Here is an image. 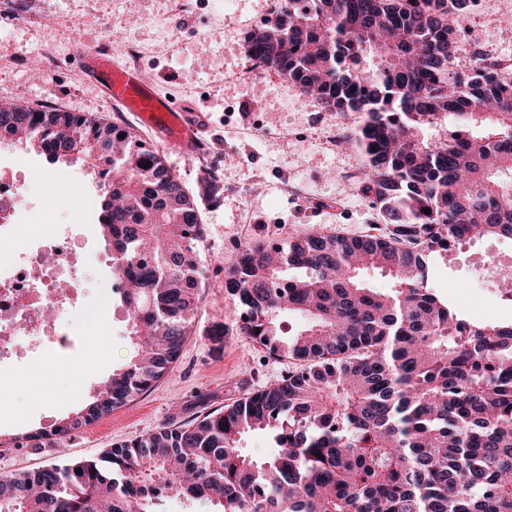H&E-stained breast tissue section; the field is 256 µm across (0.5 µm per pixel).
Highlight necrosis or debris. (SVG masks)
<instances>
[{
  "mask_svg": "<svg viewBox=\"0 0 512 512\" xmlns=\"http://www.w3.org/2000/svg\"><path fill=\"white\" fill-rule=\"evenodd\" d=\"M29 171L20 155L0 167V248H14L13 263L0 267V376L65 349L79 318L77 241L62 225L24 223L33 207L22 202L19 189ZM64 279L70 286L63 291L58 284Z\"/></svg>",
  "mask_w": 512,
  "mask_h": 512,
  "instance_id": "obj_1",
  "label": "necrosis or debris"
}]
</instances>
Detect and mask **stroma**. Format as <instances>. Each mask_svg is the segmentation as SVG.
Here are the masks:
<instances>
[{
	"instance_id": "1",
	"label": "stroma",
	"mask_w": 512,
	"mask_h": 512,
	"mask_svg": "<svg viewBox=\"0 0 512 512\" xmlns=\"http://www.w3.org/2000/svg\"><path fill=\"white\" fill-rule=\"evenodd\" d=\"M272 0H203L199 10L178 14L172 0H38L29 17L0 14V103L34 108L53 103L62 112H83L105 120L114 106L82 73L77 48L110 42L111 56L125 43L142 51L141 67L155 90L176 103L206 112L202 136L219 150L220 176L194 157L167 153L174 173L194 197L203 226L197 247L207 286L192 332L174 370L154 387L62 441L25 442L0 456V478L72 459L99 457L107 448L153 430L185 405L208 397L212 406L232 403L270 385L288 362L270 356L238 332L224 299V258L237 245L262 237L288 240L310 225L345 236L378 234L385 221L358 188L364 159L349 142L364 121L360 112H329L292 82L253 75L240 38L243 27L272 14ZM512 0H484L461 20L451 71L472 67L475 55L512 75ZM55 48L51 72H39L36 52ZM36 176L25 187L31 201L56 194L67 225L81 242L77 271L84 306L66 356L48 355L38 380L24 370L12 375L18 390L14 410L0 413V443L47 428L92 399L102 379L129 361L134 348L120 308L113 305L104 243L95 217L80 209L85 196L100 194L99 181L81 165H51L34 158ZM512 266V240L483 239L464 246L455 262L433 255L429 284L461 313L483 321H511L512 302L472 285L474 264ZM103 328L101 357L88 349L89 333ZM54 396L37 397L42 386Z\"/></svg>"
}]
</instances>
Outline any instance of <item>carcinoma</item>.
Segmentation results:
<instances>
[{
    "instance_id": "cac0c4a2",
    "label": "carcinoma",
    "mask_w": 512,
    "mask_h": 512,
    "mask_svg": "<svg viewBox=\"0 0 512 512\" xmlns=\"http://www.w3.org/2000/svg\"><path fill=\"white\" fill-rule=\"evenodd\" d=\"M472 0H281L247 38L253 56L330 112H364L362 192L388 232L309 228L257 238L224 263L239 330L288 360L277 383L164 422L97 460L0 478V512H512V321H474L428 287L426 259L512 240V78L478 58L450 72ZM453 124L454 134L442 135ZM50 164L82 161L104 187L98 224L135 355L59 439L174 369L205 287L196 203L126 126L0 106V131ZM431 213H424V209ZM376 271L393 288H372ZM301 318L283 330V318ZM271 440L253 457L249 434ZM323 458H318L317 454Z\"/></svg>"
}]
</instances>
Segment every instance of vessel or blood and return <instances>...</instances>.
Listing matches in <instances>:
<instances>
[{"mask_svg": "<svg viewBox=\"0 0 512 512\" xmlns=\"http://www.w3.org/2000/svg\"><path fill=\"white\" fill-rule=\"evenodd\" d=\"M82 72L112 103L133 113L167 147L181 155L195 150L206 124L203 114L177 108L144 82L141 70L99 50L79 49Z\"/></svg>", "mask_w": 512, "mask_h": 512, "instance_id": "obj_1", "label": "vessel or blood"}]
</instances>
